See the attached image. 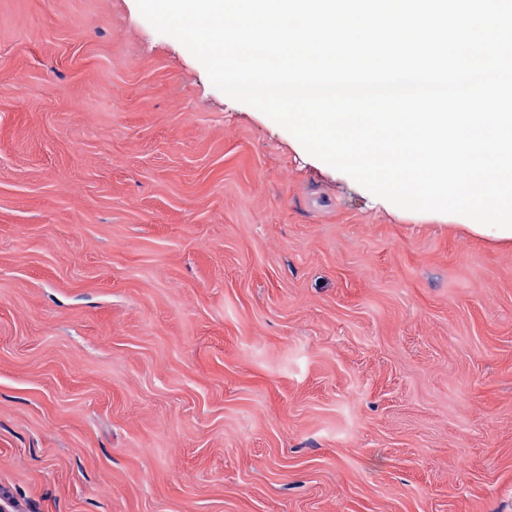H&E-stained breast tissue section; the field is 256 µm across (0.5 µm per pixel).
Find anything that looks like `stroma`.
I'll use <instances>...</instances> for the list:
<instances>
[{
    "label": "stroma",
    "mask_w": 512,
    "mask_h": 512,
    "mask_svg": "<svg viewBox=\"0 0 512 512\" xmlns=\"http://www.w3.org/2000/svg\"><path fill=\"white\" fill-rule=\"evenodd\" d=\"M465 221L137 0H0V505L512 512V244Z\"/></svg>",
    "instance_id": "35a3bbf8"
}]
</instances>
